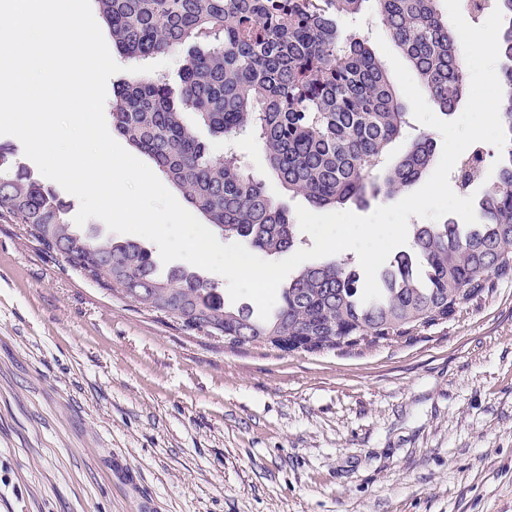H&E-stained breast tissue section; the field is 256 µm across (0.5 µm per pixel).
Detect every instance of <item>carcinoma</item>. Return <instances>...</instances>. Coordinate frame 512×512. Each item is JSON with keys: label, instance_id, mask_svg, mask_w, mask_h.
<instances>
[{"label": "carcinoma", "instance_id": "carcinoma-1", "mask_svg": "<svg viewBox=\"0 0 512 512\" xmlns=\"http://www.w3.org/2000/svg\"><path fill=\"white\" fill-rule=\"evenodd\" d=\"M376 4L379 19L405 54L429 99L452 112L469 92L457 39L437 0H96L112 46L133 62L178 60L179 82L160 72L130 73L112 97V128L147 155L206 223L274 256L298 239L289 212L250 175L233 147L211 155L195 115L229 143L252 134L269 171L318 209L400 194L430 172L435 147L413 140L398 159L391 147L408 126L405 104L362 38H341L345 18ZM509 17L498 34L504 113L512 116V0H495ZM496 179L476 222L419 224L413 253L378 276L381 297L362 301L351 258L301 268L265 321L253 308L227 306L218 283L171 269L132 240L115 241L66 219L67 205L12 161L0 146V217L30 226L76 270L140 305L199 331L253 339L314 336L329 350L343 336H409L448 319L485 277L512 271V124ZM476 151L458 168L468 185L480 170Z\"/></svg>", "mask_w": 512, "mask_h": 512}]
</instances>
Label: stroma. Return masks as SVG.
<instances>
[{"instance_id":"35a3bbf8","label":"stroma","mask_w":512,"mask_h":512,"mask_svg":"<svg viewBox=\"0 0 512 512\" xmlns=\"http://www.w3.org/2000/svg\"><path fill=\"white\" fill-rule=\"evenodd\" d=\"M0 512H512V275L415 336L239 350L0 219Z\"/></svg>"}]
</instances>
